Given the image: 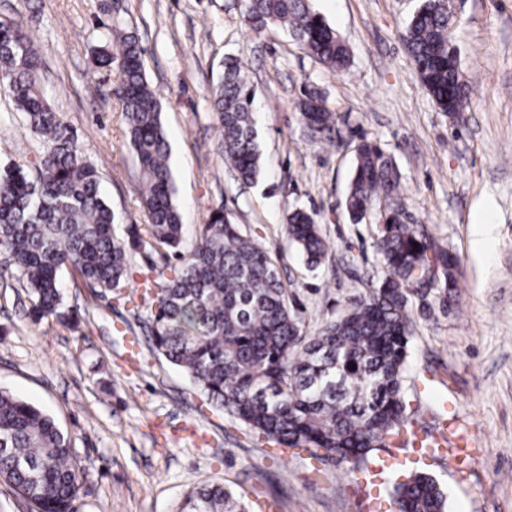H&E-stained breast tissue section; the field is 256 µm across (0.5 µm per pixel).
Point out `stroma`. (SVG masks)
Returning a JSON list of instances; mask_svg holds the SVG:
<instances>
[{
	"mask_svg": "<svg viewBox=\"0 0 512 512\" xmlns=\"http://www.w3.org/2000/svg\"><path fill=\"white\" fill-rule=\"evenodd\" d=\"M418 0H309L348 45L346 70L319 63L281 28L250 27L244 0H0L37 49L41 86L97 166L118 236L146 217L140 171L115 89L118 65L97 53L115 21L135 33L161 103L175 202L192 246L223 211L277 263L291 310L317 335L383 276L375 217L345 206L360 138L377 141L400 175L410 223L460 258L447 306H413L406 402L418 435L456 411L475 453L459 475L447 461L417 463L448 494V512H512V0H464L450 37L468 93L461 123L420 84L401 34ZM236 59L257 95L263 173L237 181L219 148L213 89ZM336 114L312 139L298 111L305 89ZM41 142L0 92V165L34 170ZM296 208L313 213L329 244L309 270L286 234ZM63 324L34 321L26 283L0 252V389L51 415L84 470L75 512H182L196 486L215 483L262 512H365L389 502L404 473L366 482L362 470L282 449L208 405L148 339L150 298L133 281L101 294L62 273Z\"/></svg>",
	"mask_w": 512,
	"mask_h": 512,
	"instance_id": "stroma-1",
	"label": "stroma"
}]
</instances>
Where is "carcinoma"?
Wrapping results in <instances>:
<instances>
[{"instance_id": "cac0c4a2", "label": "carcinoma", "mask_w": 512, "mask_h": 512, "mask_svg": "<svg viewBox=\"0 0 512 512\" xmlns=\"http://www.w3.org/2000/svg\"><path fill=\"white\" fill-rule=\"evenodd\" d=\"M246 13L253 30L283 27L322 64L339 70L348 65V46L308 0H246ZM451 21L444 0H421L401 37L420 83L440 111L455 116L467 111V93L457 48L448 40ZM142 56L137 37L118 24L99 56L102 64L120 65L116 94L141 172L148 240L131 229L125 242L101 193L98 169L67 135L40 87V56L30 38L14 21H0V87L23 112L29 133L44 143L36 175L16 164L0 166V247L26 280L30 314L36 321H70L61 291V273L68 267L106 293L129 278L130 250L148 246L172 256L180 267L159 284L151 278L154 260L143 255L142 285L155 305V350L181 368L211 404L258 436L303 448L317 459L323 448L340 463L354 457L368 467L372 451L393 448L412 435L405 373L414 292L439 268L432 292L445 305L456 284L458 257L405 221L391 157L362 138L345 206L358 222L374 201L389 200L387 223L375 233L384 277L317 335L303 336L271 256L224 213L210 216L191 250L184 249L161 104L146 80ZM212 107L225 162L242 182H255L262 173L256 92L237 62L225 63ZM299 112L315 139L335 124V113L313 88L304 93ZM287 233L308 266L322 263L328 244L312 214L293 211ZM80 470L54 418L0 389V481L35 512H71ZM392 497L398 512L447 509L439 483L423 473L395 483ZM187 504L189 512H245L216 484L195 488Z\"/></svg>"}]
</instances>
